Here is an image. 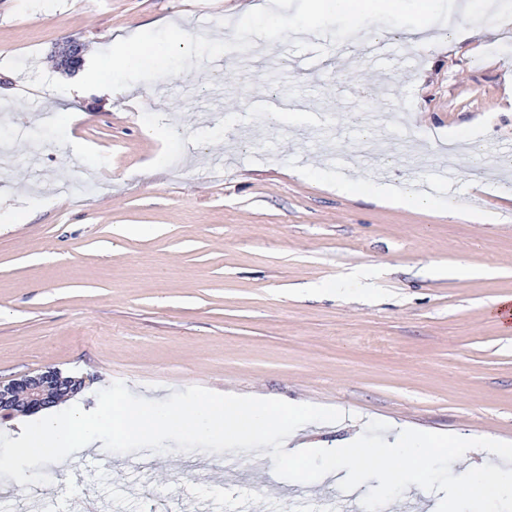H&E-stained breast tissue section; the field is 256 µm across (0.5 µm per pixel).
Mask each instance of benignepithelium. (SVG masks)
Segmentation results:
<instances>
[{
	"label": "benign epithelium",
	"instance_id": "obj_1",
	"mask_svg": "<svg viewBox=\"0 0 512 512\" xmlns=\"http://www.w3.org/2000/svg\"><path fill=\"white\" fill-rule=\"evenodd\" d=\"M81 385L82 381L64 377L54 368L0 382V411L33 413L50 405L57 397L80 389Z\"/></svg>",
	"mask_w": 512,
	"mask_h": 512
}]
</instances>
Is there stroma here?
<instances>
[{
  "mask_svg": "<svg viewBox=\"0 0 512 512\" xmlns=\"http://www.w3.org/2000/svg\"><path fill=\"white\" fill-rule=\"evenodd\" d=\"M245 0H0V382L51 367L83 379L94 409L113 382L165 399L201 386L343 412L299 432L332 448L371 420L512 442V0L482 14L432 0L434 45L376 24L340 44L268 42L174 77L96 92L35 88L81 78L95 52L159 21L231 36ZM388 43L384 73L354 66ZM71 45L79 67L63 64ZM304 56L321 58L299 70ZM297 99L280 114L265 102ZM429 195L395 205L342 180ZM457 199L472 219L444 211ZM118 225L146 236L116 238ZM99 470L105 512H307L368 485L296 482L253 450L139 451Z\"/></svg>",
  "mask_w": 512,
  "mask_h": 512,
  "instance_id": "35a3bbf8",
  "label": "stroma"
}]
</instances>
